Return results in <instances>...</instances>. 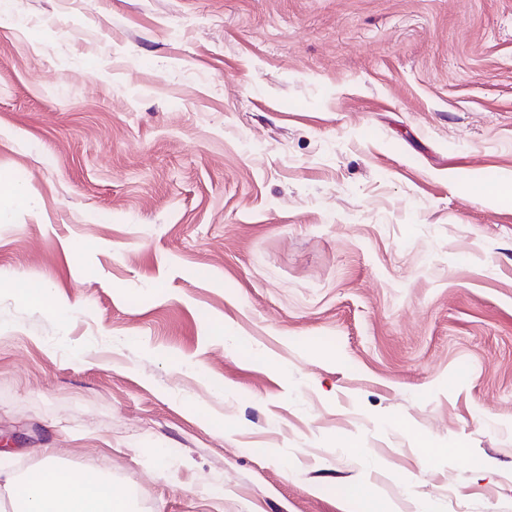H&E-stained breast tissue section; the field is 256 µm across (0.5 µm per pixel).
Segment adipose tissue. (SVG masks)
<instances>
[{
    "mask_svg": "<svg viewBox=\"0 0 512 512\" xmlns=\"http://www.w3.org/2000/svg\"><path fill=\"white\" fill-rule=\"evenodd\" d=\"M0 502L9 503L11 512H130L128 492L111 477L63 467L48 448L35 469L6 474Z\"/></svg>",
    "mask_w": 512,
    "mask_h": 512,
    "instance_id": "adipose-tissue-1",
    "label": "adipose tissue"
}]
</instances>
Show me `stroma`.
<instances>
[{
  "instance_id": "1",
  "label": "stroma",
  "mask_w": 512,
  "mask_h": 512,
  "mask_svg": "<svg viewBox=\"0 0 512 512\" xmlns=\"http://www.w3.org/2000/svg\"><path fill=\"white\" fill-rule=\"evenodd\" d=\"M509 174L512 0H0V468L512 512ZM23 300L50 316L65 321L70 314V307L56 300L49 288L42 285L24 286L19 289Z\"/></svg>"
}]
</instances>
